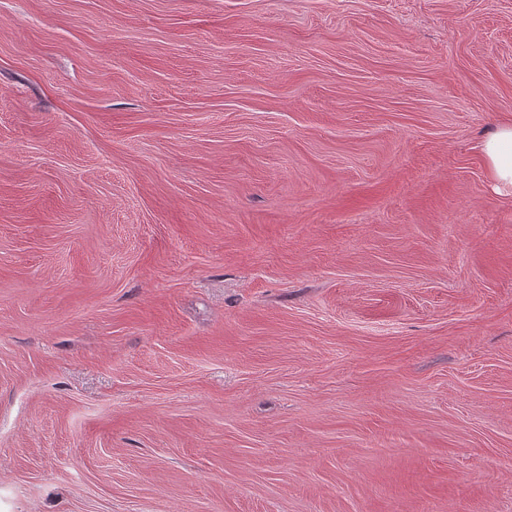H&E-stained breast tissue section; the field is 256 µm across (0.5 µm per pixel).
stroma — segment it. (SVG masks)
I'll use <instances>...</instances> for the list:
<instances>
[{
	"label": "stroma",
	"instance_id": "35a3bbf8",
	"mask_svg": "<svg viewBox=\"0 0 512 512\" xmlns=\"http://www.w3.org/2000/svg\"><path fill=\"white\" fill-rule=\"evenodd\" d=\"M512 0H0V512H512ZM477 149L494 193L512 201V117L501 121Z\"/></svg>",
	"mask_w": 512,
	"mask_h": 512
}]
</instances>
